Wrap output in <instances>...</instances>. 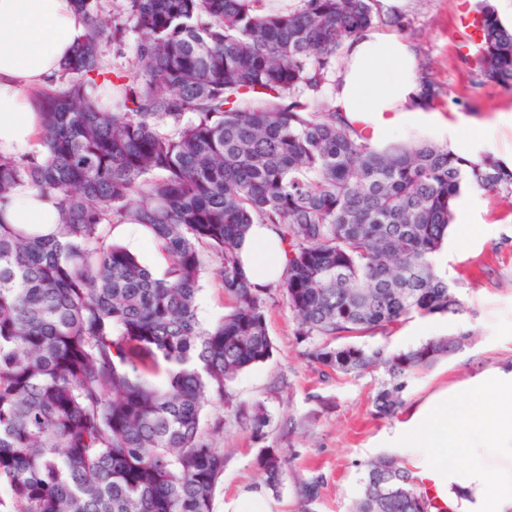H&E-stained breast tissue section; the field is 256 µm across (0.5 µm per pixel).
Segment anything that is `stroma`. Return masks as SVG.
<instances>
[{
    "mask_svg": "<svg viewBox=\"0 0 512 512\" xmlns=\"http://www.w3.org/2000/svg\"><path fill=\"white\" fill-rule=\"evenodd\" d=\"M477 0H377V30L408 41L418 73L440 87L437 108L467 141L472 123L489 128L486 150L512 163V126L500 111L512 107V90L478 85L463 55L477 48L463 43L459 19ZM467 223H453L438 257L439 271L453 283L463 304L457 314L413 317L390 336L366 338V345L406 350L427 341L465 333L464 343L409 378L406 403L423 400L484 371L512 363V199L488 191L467 195ZM229 309L216 265L200 276L197 315L211 325ZM265 311L274 350L272 357L240 373L227 386V403H208L201 421L204 437L224 451V474L214 493L213 512H246L258 494L273 512H300L297 484L284 481L271 491L257 470L262 449L288 457L304 478L323 477L311 512H352L366 478L368 460L387 453L396 419L376 416L373 398L385 379L377 371L339 378L310 362L309 345L296 334L294 317L278 291H271ZM263 406L271 418L264 437H255L249 417Z\"/></svg>",
    "mask_w": 512,
    "mask_h": 512,
    "instance_id": "35a3bbf8",
    "label": "stroma"
}]
</instances>
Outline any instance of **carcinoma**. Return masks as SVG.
Segmentation results:
<instances>
[{"instance_id": "1", "label": "carcinoma", "mask_w": 512, "mask_h": 512, "mask_svg": "<svg viewBox=\"0 0 512 512\" xmlns=\"http://www.w3.org/2000/svg\"><path fill=\"white\" fill-rule=\"evenodd\" d=\"M86 33L55 87L35 94L46 161L0 157V204L30 185L61 223L0 222V512H213L224 449L201 432L210 396L273 354L264 297L238 247L268 224L288 249L279 291L336 376L378 370L376 413L395 416L405 380L460 344L408 350L356 342L408 318L454 314L437 270L460 196L512 198V165L446 145L377 149L324 100L347 42L376 21L372 0H74ZM479 83L512 89V28L480 7ZM137 35L129 69L101 44ZM145 227L162 275L111 239ZM216 262L231 310L196 314ZM270 424L255 407L253 433ZM271 489L289 477L308 512L323 482L256 457ZM353 512H432L395 456L366 462Z\"/></svg>"}]
</instances>
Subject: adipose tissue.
Returning a JSON list of instances; mask_svg holds the SVG:
<instances>
[{"label": "adipose tissue", "mask_w": 512, "mask_h": 512, "mask_svg": "<svg viewBox=\"0 0 512 512\" xmlns=\"http://www.w3.org/2000/svg\"><path fill=\"white\" fill-rule=\"evenodd\" d=\"M86 31L74 0H0V155L46 159L42 115L30 90L56 80ZM417 59L404 40L365 31L351 42L335 105L363 141L382 145L407 129L448 123L428 101ZM60 220L37 190L17 187L0 221L51 229ZM250 282L278 280L286 246L263 224L239 249ZM394 446L413 474L430 481L449 512H512V365L476 376L460 394L440 391L412 403Z\"/></svg>", "instance_id": "1"}]
</instances>
